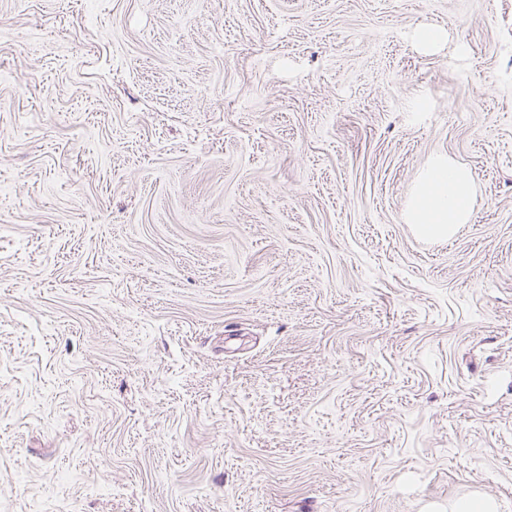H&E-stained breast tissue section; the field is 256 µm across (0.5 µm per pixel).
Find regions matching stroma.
Returning a JSON list of instances; mask_svg holds the SVG:
<instances>
[{
    "label": "stroma",
    "instance_id": "stroma-1",
    "mask_svg": "<svg viewBox=\"0 0 512 512\" xmlns=\"http://www.w3.org/2000/svg\"><path fill=\"white\" fill-rule=\"evenodd\" d=\"M468 496L512 512V0H0V512ZM472 178L452 162L429 168L413 199L412 220L418 230L435 238L450 237L470 216Z\"/></svg>",
    "mask_w": 512,
    "mask_h": 512
}]
</instances>
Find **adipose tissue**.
Masks as SVG:
<instances>
[{"label":"adipose tissue","instance_id":"adipose-tissue-1","mask_svg":"<svg viewBox=\"0 0 512 512\" xmlns=\"http://www.w3.org/2000/svg\"><path fill=\"white\" fill-rule=\"evenodd\" d=\"M472 178L454 163L429 168L413 199L412 220L418 230L435 238L455 234L470 216Z\"/></svg>","mask_w":512,"mask_h":512}]
</instances>
